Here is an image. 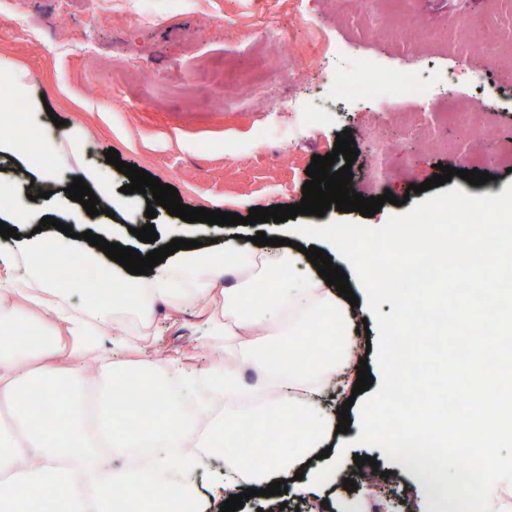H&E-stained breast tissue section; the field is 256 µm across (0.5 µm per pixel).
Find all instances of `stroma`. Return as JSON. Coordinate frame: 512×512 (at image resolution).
I'll list each match as a JSON object with an SVG mask.
<instances>
[{"label": "stroma", "instance_id": "1", "mask_svg": "<svg viewBox=\"0 0 512 512\" xmlns=\"http://www.w3.org/2000/svg\"><path fill=\"white\" fill-rule=\"evenodd\" d=\"M143 16L130 26V16ZM79 47L68 44L71 33ZM512 39V0H68L55 18L53 0L38 9H0V59L24 68L32 94L45 98L56 117L77 119L86 160L115 187L128 177L107 163L108 149L161 183L175 187L182 204L247 216L250 208L300 203L311 159L332 151L338 133L351 131L359 154L352 187L363 196L391 191L375 216L328 210L297 216V223L348 221L384 224L426 200L408 193L436 175L438 164L467 169L475 153L462 126L452 123L447 148L433 136L441 112H477L492 117L491 134L512 142V56L486 54ZM235 64L239 74L257 65L276 70L259 89L221 84L212 63ZM418 67L425 83L403 97L379 93L355 97L345 72ZM460 76L448 83L449 73ZM320 110L319 125L309 113ZM380 126L384 151L372 152L367 133ZM158 245L186 233L196 240L223 238L219 225L188 223L158 209L152 220ZM202 304L174 309L155 303L152 316L133 305L103 326L101 341L86 355L94 388L106 363L129 359L166 367L168 387L180 389L181 370L200 374L219 364H238L245 383L260 372L252 357L232 342L206 333ZM132 340L136 349L113 351L112 342ZM387 481L370 488L349 466L342 485L288 497L255 496L240 512H337L339 503L363 501L367 512H404L413 472L380 459Z\"/></svg>", "mask_w": 512, "mask_h": 512}]
</instances>
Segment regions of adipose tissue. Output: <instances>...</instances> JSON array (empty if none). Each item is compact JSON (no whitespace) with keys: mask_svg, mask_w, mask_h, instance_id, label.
Masks as SVG:
<instances>
[{"mask_svg":"<svg viewBox=\"0 0 512 512\" xmlns=\"http://www.w3.org/2000/svg\"><path fill=\"white\" fill-rule=\"evenodd\" d=\"M4 78L12 96L25 100L28 121L21 126L12 113H0V155L22 161L50 155L77 165L79 176L108 209L116 213L133 209L130 197L113 193L107 176L83 166L78 127L51 138L33 136L31 128L39 123L44 107L29 92L27 71L9 67ZM52 179L49 166L36 172L30 187L0 179V196L13 200L0 221L37 226L44 210L33 196ZM72 251L70 237L60 232L0 244V293L16 291L21 266L41 275L35 287L16 291L20 303L0 301V512H19L25 493L45 485L56 491L54 512H154L153 490L161 473L175 468L192 472L206 458L220 455L228 477L224 493L237 495L291 475L328 445L335 425L322 412L320 399L336 374L355 365L349 333L355 316L319 274L300 282L289 278V269L297 263L293 251L285 248L271 257L250 256V276L225 288L223 311L211 314L208 330L213 336L242 339L243 349L252 350L243 335L267 322L272 307L296 323L314 326L315 350L304 359L292 353L269 360L256 357L264 376L252 387L243 383L235 367L208 371L203 378L223 394L224 410L216 415L210 404L199 403L194 421L185 417L163 383L161 369L152 364H112L94 390L93 403H86L82 362L97 346L102 326L128 295H139L146 306L163 301L173 307L208 297L217 275L239 273L240 243L229 237L214 251L185 250L180 265L162 262L145 280L127 272L106 276L89 312L62 300L48 276L49 260H66ZM257 297L262 306L254 305ZM37 312L53 317V327L34 337L30 347L17 346L15 333ZM62 351L68 354L67 366L51 365V358ZM394 388V382H387L364 406L353 435L354 441L393 457L406 436L386 416ZM272 410L279 420L278 450L259 464L246 445L251 438L263 440ZM134 448L151 451L135 473L122 463ZM173 448L183 449L180 459L170 456ZM479 480L493 494L491 501L481 503L482 512H512L511 470L486 467Z\"/></svg>","mask_w":512,"mask_h":512,"instance_id":"adipose-tissue-1","label":"adipose tissue"}]
</instances>
